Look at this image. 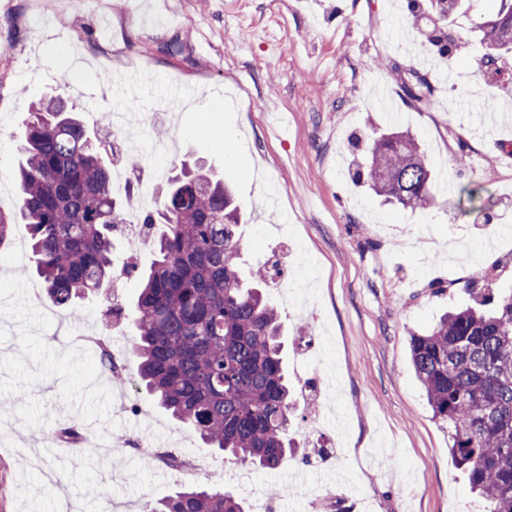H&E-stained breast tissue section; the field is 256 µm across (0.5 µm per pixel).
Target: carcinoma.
Returning <instances> with one entry per match:
<instances>
[{"label": "carcinoma", "mask_w": 512, "mask_h": 512, "mask_svg": "<svg viewBox=\"0 0 512 512\" xmlns=\"http://www.w3.org/2000/svg\"><path fill=\"white\" fill-rule=\"evenodd\" d=\"M433 17L425 32L443 52L467 42L449 26L469 0H426ZM497 17L507 32L483 30V58L497 74H512V0ZM406 100L428 102L424 75L402 82ZM19 141L18 210L0 211V244L12 224L29 226L39 288L55 305L74 308L104 296L120 274L140 279L129 308L111 305L99 318L96 366L135 371L146 394L207 447L232 461L277 469L292 452L295 414L283 322L262 291L266 264L241 266L236 228L241 208L224 181L200 166L172 168L158 207L142 218L155 259L144 272L134 262L112 266L124 204L112 195V157L78 113L59 96L31 106ZM358 177L404 209L426 206L434 177L416 136L396 127L370 137ZM469 299L431 331L411 334L410 361L433 415L448 423L449 453L489 512H512V289L469 288ZM131 322L133 360L115 364L104 344L121 316ZM143 512H247L233 493L192 487L150 501Z\"/></svg>", "instance_id": "1"}]
</instances>
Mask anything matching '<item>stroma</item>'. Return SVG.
<instances>
[{
	"label": "stroma",
	"mask_w": 512,
	"mask_h": 512,
	"mask_svg": "<svg viewBox=\"0 0 512 512\" xmlns=\"http://www.w3.org/2000/svg\"><path fill=\"white\" fill-rule=\"evenodd\" d=\"M500 0H471L460 25L468 56L441 55L418 33L407 0H0V210L17 205L16 133L33 103L51 95L74 102L87 126L122 108L100 78L147 75L138 90L140 128L126 151L143 174L200 157L231 183L243 211L237 229L251 265L276 254L291 270V242L309 261L314 299L303 310L267 288L288 330V373L302 370L300 336L328 340L330 349L307 370L320 382L337 380L346 412L345 440L361 457L378 449L396 463L384 474L355 469L336 479L330 458L309 467L268 471L250 467L251 482H232V464L184 426L155 408L145 392L137 411L119 412L113 388L89 386L90 349L59 352L53 306L35 281L19 277L29 257L0 246V416L15 431L0 439V512H56L59 497L81 496L108 481L112 512H142L145 503L184 485L177 470L131 452L111 463L74 466L55 449L38 447V433L63 416L111 426L114 437L150 427L155 442L183 439L184 455L225 475L259 512L270 489H280L282 512H310L319 485L336 493L345 512H482L462 470L448 452V426L436 419L417 381L409 335L429 331L448 309L464 303V285L489 280L512 288V86L491 87L479 60L485 52L478 23ZM69 49L70 64L52 52ZM424 70L433 95L414 109L396 96V114L422 142L436 182L429 206L411 211L383 201L354 179L368 134L388 117L373 86L398 88V71ZM452 71L455 81L442 82ZM193 92L182 112L169 95ZM212 111H203V104ZM471 152L457 164V139ZM277 189L275 209L264 199ZM479 190L481 208L464 192Z\"/></svg>",
	"instance_id": "stroma-1"
}]
</instances>
